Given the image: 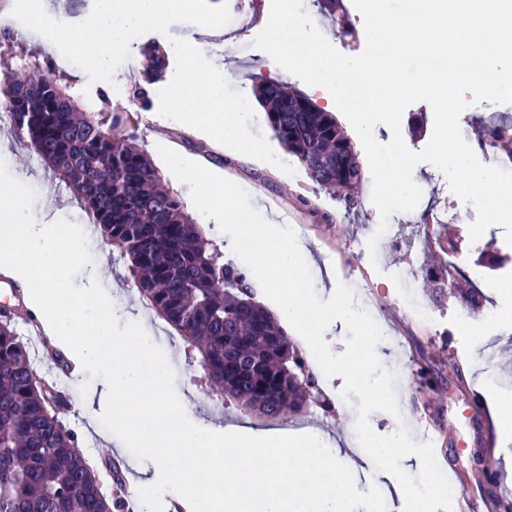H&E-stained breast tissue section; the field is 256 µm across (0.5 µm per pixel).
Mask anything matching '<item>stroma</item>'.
I'll return each instance as SVG.
<instances>
[{"label":"stroma","mask_w":512,"mask_h":512,"mask_svg":"<svg viewBox=\"0 0 512 512\" xmlns=\"http://www.w3.org/2000/svg\"><path fill=\"white\" fill-rule=\"evenodd\" d=\"M30 27L31 19L25 13L5 22L0 20V29L17 32L8 49L13 68L39 63L44 72L65 77L85 111L128 113L131 131L156 168L164 166L157 151L164 145L215 174L231 178L257 201L268 221L275 224L280 217H287L309 251L313 266H331L338 280L361 285L369 298L381 303V326L395 347L382 351L380 360L397 375L400 414L371 413L372 429L388 435L403 425L416 441L422 434H429L441 470L468 499L467 512H493L474 454L486 451L497 437L488 413L490 404L512 412V246L505 241L503 227L490 226L476 242H468L475 211L451 191L441 171L422 162L418 165L422 199L413 212L394 215L390 222L394 234L391 246L369 251L366 242L379 223V212L371 199V179H364L358 192L360 205L350 211L336 193L314 184L303 168L285 174L270 164L218 146L191 126L161 119L157 97L174 74L170 67L156 85L149 87V104H142L134 93V78L142 62L140 50L156 40V33L143 34L130 46V76L115 89L90 83L85 76L76 77V65H61L57 55L45 52ZM259 31V26L243 23L224 30L221 40L214 43L202 39L199 30L188 23L172 25L170 33L189 41L208 59L223 58L230 66V82L247 99H254L258 83L268 77L307 92V85L299 78L282 67H270L269 55L253 48ZM433 127L431 106L416 102L405 109L400 132L407 147L418 152L429 142ZM0 160L14 179L33 190L32 210L42 223L65 219L88 228L89 219L77 201L35 158L6 118L0 120ZM449 238L461 241V248L452 252L444 249ZM410 270L416 271L417 278L414 300L409 303L403 298V280ZM431 274L443 282L452 275L476 289L483 301L481 312L459 319L460 301L444 285L429 287L427 277ZM94 280L100 282L115 305L124 307L121 322L144 316L149 339L162 349L175 373V391L187 403L188 418L210 416L223 427L238 425L292 435L317 428L339 441L356 444L355 407L359 399L342 397V377L319 380L332 405L327 413L311 403L302 412L266 421L244 413L229 400L223 412L214 413L202 370L197 363L188 362L181 340L171 338L166 323L145 308L128 280L126 266L108 246L99 247L92 265L86 266L74 283L85 287ZM416 303L426 306L438 319L437 330H429L418 320L412 309ZM18 331L31 350L39 374L69 393L71 409L64 422L78 433L80 449L97 470L103 492L113 497L134 488L130 453L104 446L93 434L101 426L104 404L87 407L82 403L86 391L96 387V380H73L70 370L60 369L48 356L38 331L23 322ZM112 464L121 470L124 486L113 483L108 470Z\"/></svg>","instance_id":"stroma-1"}]
</instances>
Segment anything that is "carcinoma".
<instances>
[{
	"label": "carcinoma",
	"mask_w": 512,
	"mask_h": 512,
	"mask_svg": "<svg viewBox=\"0 0 512 512\" xmlns=\"http://www.w3.org/2000/svg\"><path fill=\"white\" fill-rule=\"evenodd\" d=\"M342 0H315L319 11L349 33ZM146 68L137 96L166 69L165 47L142 50ZM268 124L312 182L337 189L351 208L363 169L336 120L278 81L258 89ZM30 151L79 201L97 239L126 263L140 296L200 358L213 400L228 395L243 409L261 407L278 420L302 399L308 383L288 372L297 350L274 315L254 301L246 275L187 211L181 195L126 132L121 112H84L69 84L36 66L13 72L0 104ZM474 138L485 153L512 162V117L479 123ZM16 314L0 320V512H122L125 500L101 490L66 428V397L38 375Z\"/></svg>",
	"instance_id": "1"
}]
</instances>
